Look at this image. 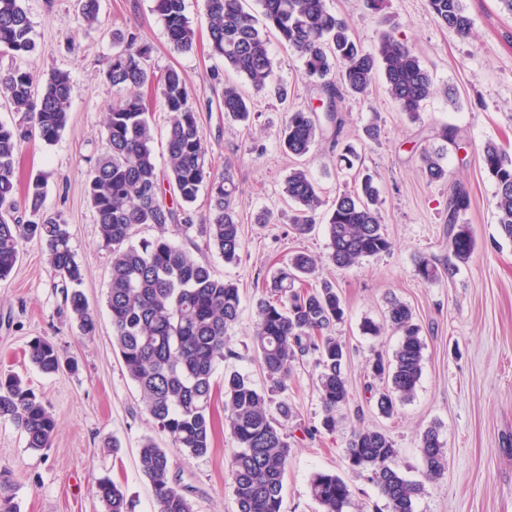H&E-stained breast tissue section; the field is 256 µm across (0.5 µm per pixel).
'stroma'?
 Instances as JSON below:
<instances>
[{"mask_svg":"<svg viewBox=\"0 0 512 512\" xmlns=\"http://www.w3.org/2000/svg\"><path fill=\"white\" fill-rule=\"evenodd\" d=\"M74 4L25 0L36 47L23 66L41 80L56 70L68 72L77 92L60 139L50 146L35 136L27 140L18 155L17 175L24 184L46 174L44 206L62 213L69 224L71 246L83 266L81 289L95 313L96 330L93 336L81 335L53 284L44 249L27 243L11 275L0 281V370L17 373L35 390L53 413L56 431L50 448L35 452L13 425L0 423V470L12 476L19 512H102L95 494V480L102 476L125 487L134 512H153L152 488L138 465V450L150 438L168 449L171 474L186 488L195 512H236L229 479L235 443L224 429L223 393H216L210 409V451L199 458L184 456L144 411L112 346L106 307L111 255L99 243L85 180L116 95L105 79L113 30L138 33L152 48L155 72L179 69L198 102L217 99L226 81L246 92L251 86L211 56L206 37H199L190 52L174 51L153 10L154 0H100L102 22L95 26L82 21ZM326 5L348 22L365 50L376 48L382 31L394 32L420 57L436 92L412 121L392 100L384 80L376 79L366 96L339 101L341 130L325 127L306 156H289L278 141L285 108L316 107L318 89L304 77L299 56L274 37L270 49L275 70L288 87L287 105L253 94L246 126L217 111H200L216 171L229 172L238 186L242 239L240 259L230 264L198 231L177 239L216 277L240 290L239 317L227 331L238 356L217 367L214 384L220 388L225 374L237 371L266 389L252 349L257 302L273 271L290 254L307 252L343 299L344 318L330 333L346 345L344 372L352 396L337 413L335 429H322L314 363L296 366L288 382L295 416L285 427L292 451L283 512H319L309 491L317 471L336 473L351 486L352 512H387L377 487L346 464L348 443L363 427L385 430L399 450L401 473L423 484L415 512H512V241L500 234L496 185L481 162L488 142L512 153V15L499 0H465L472 31L463 37L436 22L428 0H383L378 12L366 0H326ZM448 86L458 91L456 103L443 94ZM372 124L380 129L374 141L364 134ZM445 126L456 131L454 143L446 146L448 178L432 183L421 170L419 153L442 145L438 133ZM348 145L359 154L350 169L336 163ZM299 166L308 169L328 202L352 188L362 173L373 174L391 251L357 268L334 266L328 260L323 208L311 233L295 234L282 186ZM458 188L471 201L459 221L469 225L475 241L465 264L456 262L448 248V200ZM261 213L269 215L268 223H257ZM422 256L453 266V274L433 283L421 281L415 266ZM390 299L411 307L424 350L412 398L388 419L370 402L366 387L370 358L392 356L400 341L386 325ZM368 319L381 325V335L362 334L360 327ZM36 337L55 342L63 358L76 362V370L45 375L33 368L25 351ZM432 426L447 453L446 470L434 480L426 478L419 453L420 437Z\"/></svg>","mask_w":512,"mask_h":512,"instance_id":"35a3bbf8","label":"stroma"}]
</instances>
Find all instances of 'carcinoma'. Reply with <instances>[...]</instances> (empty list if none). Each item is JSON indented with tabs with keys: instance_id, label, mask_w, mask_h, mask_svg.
<instances>
[{
	"instance_id": "cac0c4a2",
	"label": "carcinoma",
	"mask_w": 512,
	"mask_h": 512,
	"mask_svg": "<svg viewBox=\"0 0 512 512\" xmlns=\"http://www.w3.org/2000/svg\"><path fill=\"white\" fill-rule=\"evenodd\" d=\"M262 19L244 6V0H204L209 49L248 80L257 91L286 101L288 92L275 73L267 31L302 59L305 74L320 83L324 120L341 127L336 99L364 96L377 75L410 118L418 117L421 103L435 93L427 68L409 46L389 31L382 32L373 52L352 38L346 20L331 12L325 0H258ZM436 21L467 35L472 20L463 0H428ZM89 26L101 23L99 0H78ZM154 12L168 39L179 51L193 49L196 31L185 14L184 0H155ZM115 52L106 73L112 87L124 92L107 112L100 153L87 171L85 194L98 225L101 246L112 254L106 303L112 318L114 346L129 377L137 385L145 411L166 433L173 447L188 457H201L211 448L213 423L210 405L213 373L218 363L238 357L226 330L239 317V288L212 276L208 265L164 236L132 242L135 227L151 225L164 231L172 226L181 235L194 228L191 206L201 189L209 187L208 212L199 231L217 249L224 262L239 259L242 247L240 218L235 207L237 187L228 176L212 175L209 149L198 120L199 107L175 68L155 77L149 64L151 47L132 33H112ZM35 48L32 21L23 0H0V55L23 58ZM148 87L167 112V170L159 172L152 143ZM75 92L69 73L55 71L42 84L32 72L16 64L0 75V98L20 114L12 124L0 122V279L19 262L23 243L37 238L47 249V262L61 282L64 302L83 335L96 329L94 315L79 286L83 268L70 245L63 214L44 208L46 181L37 177L18 195L16 162L27 139V126L37 128L46 145L54 144L68 121ZM224 115L238 121L250 117V103L235 85H224ZM321 126L316 113L291 108L281 130L280 145L295 157L308 154ZM446 147L427 148L422 169L430 181L447 179L443 165ZM484 170L496 185L495 206L503 238L512 241V156L493 142L484 145ZM283 193L296 205L292 224L298 234L308 233L323 205L317 183L302 168L294 170ZM379 192L373 175L366 173L350 192L332 202L326 228L329 259L340 268L356 267L370 257L391 251L378 208ZM469 197L456 191L448 202V246L465 264L474 252V238L459 214ZM417 276L428 283L442 276L429 258L416 263ZM258 302L259 320L252 345L271 391L278 401L239 374L224 376V421L236 443L230 478L237 512H281L283 477L290 457L288 435L280 420L293 417L285 392L295 362L314 359L317 391L323 406L322 425L336 426V413L349 403L351 389L343 374L345 345L327 331L343 319L342 299L334 286L317 274L316 261L297 251L278 268ZM387 320L401 333L392 357L374 356L372 376L384 382L376 392L379 412L390 417L416 389L422 372L424 343L411 308L389 302ZM30 363L41 373L59 371L56 345L44 337L29 343ZM275 406L279 418L270 413ZM0 422H9L34 451L49 447L56 421L28 383L12 372H0ZM419 452L430 479L441 476L447 465L438 428L420 438ZM350 470L374 483L388 512H414L423 485L405 478L399 469V451L378 429H360L346 451ZM139 468L151 483L157 512H195L191 499L171 477L166 449L152 439L139 449ZM310 493L320 512H349L352 491L338 474L316 472ZM103 512H133L125 488L104 476L96 483ZM0 512H17L11 475L0 470Z\"/></svg>"
}]
</instances>
